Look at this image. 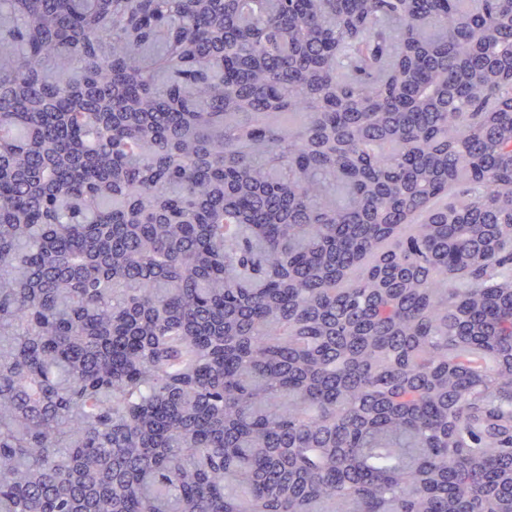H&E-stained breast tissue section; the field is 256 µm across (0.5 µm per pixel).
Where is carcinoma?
<instances>
[{
    "label": "carcinoma",
    "mask_w": 512,
    "mask_h": 512,
    "mask_svg": "<svg viewBox=\"0 0 512 512\" xmlns=\"http://www.w3.org/2000/svg\"><path fill=\"white\" fill-rule=\"evenodd\" d=\"M0 512H512V0H0Z\"/></svg>",
    "instance_id": "1"
}]
</instances>
